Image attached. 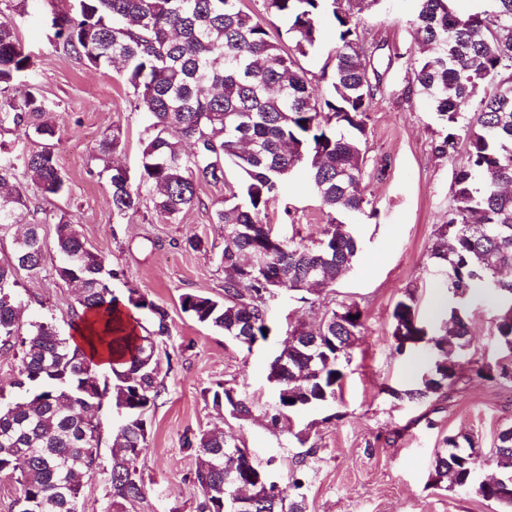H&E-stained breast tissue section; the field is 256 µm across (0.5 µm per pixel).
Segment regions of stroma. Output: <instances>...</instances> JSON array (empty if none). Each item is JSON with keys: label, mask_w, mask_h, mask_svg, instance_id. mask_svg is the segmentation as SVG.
I'll use <instances>...</instances> for the list:
<instances>
[{"label": "stroma", "mask_w": 512, "mask_h": 512, "mask_svg": "<svg viewBox=\"0 0 512 512\" xmlns=\"http://www.w3.org/2000/svg\"><path fill=\"white\" fill-rule=\"evenodd\" d=\"M414 5V0H372L360 15L375 48L370 64L380 76L367 120L368 166L361 183L377 215L354 219L361 251L324 304L356 303L365 331L344 368L336 402L298 412L275 429L266 421L273 405L269 363L288 326L314 325L315 312L284 298L271 302L273 331L249 350L193 321L179 301L186 292L223 293L217 255L224 248V231L213 216L224 206L227 185L238 183L239 171L225 165L223 182L202 184L199 203L176 221L148 207L134 216L116 215L98 144L120 130L123 149L112 161L137 170L145 115L134 109L115 71L87 66L55 43L41 0H0V20L15 24L32 60L6 95L18 99L36 89L60 130L54 152L67 193L47 200L33 183L25 185L34 218L44 223L48 266L58 262L51 249L56 227L50 217L63 212L104 255L106 269L115 271L109 281L115 296L126 299L129 289L136 288L169 314L170 334L160 348L170 358L161 361L158 374L165 391L148 413V446L138 462L146 497L129 512H196L195 456L183 439L213 429L223 430L227 441L244 444L254 460L276 458L282 485L301 477L307 512H497L495 504L472 490L432 486L430 473L443 436L467 433L492 449L498 430L512 424V381L480 379L465 368L444 396L426 403L411 404L389 394L390 388L410 385L429 359L424 348L396 353L391 337L395 304L411 290L429 326H437L446 314V273L431 250L439 226L448 219L454 173L464 160L460 152L450 158L435 153L442 131L434 113L424 98L405 94L410 65L424 55L409 23ZM268 220L284 236L308 244L321 239L328 216L301 169L284 181ZM195 238L203 240L202 248L189 247ZM18 281L20 335L47 316L54 317L63 335H71L75 286L52 275L33 280L23 273ZM507 303L492 288L474 289L464 300L472 360L503 361L494 325ZM219 383L249 398L251 417L239 420L213 407L211 391Z\"/></svg>", "instance_id": "obj_1"}]
</instances>
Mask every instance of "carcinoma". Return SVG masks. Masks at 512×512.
Masks as SVG:
<instances>
[{
    "instance_id": "carcinoma-1",
    "label": "carcinoma",
    "mask_w": 512,
    "mask_h": 512,
    "mask_svg": "<svg viewBox=\"0 0 512 512\" xmlns=\"http://www.w3.org/2000/svg\"><path fill=\"white\" fill-rule=\"evenodd\" d=\"M367 0H263L268 16L288 22L292 42L286 52L262 19L240 7V0H74L64 9L46 0L53 38L63 49L96 69L117 68L150 124L135 175L107 165L112 209L119 216L140 212L142 188H148L157 214L172 221L198 200L203 182L224 181V164L242 172L228 189L215 223L231 241L217 255L224 270V295L181 296L183 313L231 339L248 332L239 345L252 350L268 339L271 295H288L315 305L335 291L360 252L351 225L335 218L317 243L283 238L268 222L269 207L280 195L283 179L302 168L321 205L331 213L357 217L370 201L359 190L367 156V119L377 85L369 71L366 32L360 14ZM455 0H415L411 19L417 38L430 54L412 68L407 92L424 97L446 134L436 151L449 154L466 145V162L456 172L453 206L438 228L433 257L447 267V288L471 292L486 284L512 297V282L498 273L512 269V0H481L462 13ZM334 23L330 86L314 87L297 58L318 43L321 20ZM31 66L12 22L0 20V87H10ZM15 112L27 138L44 141L25 155L23 165L41 196L66 189L52 141L54 124L44 119L46 102L32 93L16 102L0 101V111ZM171 129L193 144L186 154L168 138ZM26 195L17 168L0 161V227L25 224L11 254L0 260V344L20 345L13 386L22 395L0 405V473L21 486L16 512H78L83 486L75 476L99 469L100 423L91 420L102 405L115 407V428L107 496L113 512L145 497L146 483L137 463L147 447V412L162 394L158 359L150 340L169 335L168 312L139 290L127 303L149 316L143 334L131 315L118 314L101 254L88 251L67 214L55 217L54 248L61 264L56 276L80 288L74 327L88 314L98 315L90 343L112 353L103 372L72 337L59 334L53 321L19 329L15 288L18 275L45 269V241L40 224L28 222ZM260 254L265 267L243 265L244 255ZM392 338L403 354L424 345L430 363L412 386L390 389L398 400L423 403L458 380L463 364L476 376L512 380V367L472 366L466 314L457 307L432 332L419 318L415 294L407 292L393 309ZM365 329L359 307L345 302L323 312L319 348H307L303 324L288 330L269 364L277 401L270 422L336 400L341 390V361ZM495 335L512 352V304L496 317ZM213 406L229 408L237 419L251 416L252 403L233 387L217 385ZM432 480L448 487L472 488L499 512H512V425L501 429L494 461L506 473L488 484H472L474 467L484 461L480 443L466 434L443 438ZM184 446L196 455L192 481L201 498L197 512H240L239 486L253 494L248 512H306L304 496L277 483L274 460L255 461L247 448L209 432L187 436Z\"/></svg>"
}]
</instances>
